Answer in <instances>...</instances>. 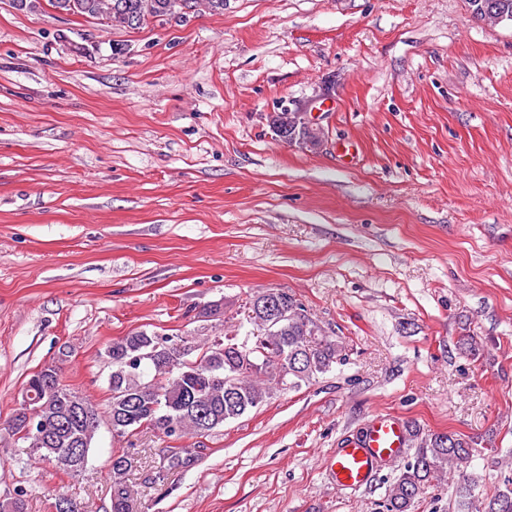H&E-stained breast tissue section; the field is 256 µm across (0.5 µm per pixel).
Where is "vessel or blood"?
I'll list each match as a JSON object with an SVG mask.
<instances>
[{
	"label": "vessel or blood",
	"instance_id": "obj_1",
	"mask_svg": "<svg viewBox=\"0 0 512 512\" xmlns=\"http://www.w3.org/2000/svg\"><path fill=\"white\" fill-rule=\"evenodd\" d=\"M407 431L395 416H376L357 438L338 448L329 467L338 487L357 490L367 485L376 470L401 457Z\"/></svg>",
	"mask_w": 512,
	"mask_h": 512
}]
</instances>
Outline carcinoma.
<instances>
[{"mask_svg": "<svg viewBox=\"0 0 512 512\" xmlns=\"http://www.w3.org/2000/svg\"><path fill=\"white\" fill-rule=\"evenodd\" d=\"M481 10V0H467L472 14L488 21L504 15L512 24V0H492ZM100 0H49V5L87 19H100ZM117 23L138 28L150 18L176 16L182 0H110ZM277 112L272 125L279 136L291 140L305 136L300 128L283 121ZM275 294L288 307V317L277 320L266 306ZM253 330L244 339L224 336V342L190 358L183 337L145 330L133 332L106 345L104 356L112 371L108 424L118 436H133L146 429L178 440L186 433L203 438L226 423L239 419L265 403L275 391L298 389L337 365L347 362L343 342L330 335L295 295L267 288L248 301ZM24 394L29 405L16 408L4 430L17 437V459L36 456L60 471L78 476L85 468L100 425L96 407L77 389L62 383L60 368L33 373ZM408 444L415 448L411 460L390 485L385 512H415L421 494L448 470L456 477L458 508L472 506L477 477L468 472L475 441L452 432L409 430ZM199 458L196 448L171 446L155 466L154 481L192 468ZM129 454L114 453L110 460L112 512H132L128 473ZM484 512H512V482L491 497Z\"/></svg>", "mask_w": 512, "mask_h": 512, "instance_id": "carcinoma-1", "label": "carcinoma"}]
</instances>
